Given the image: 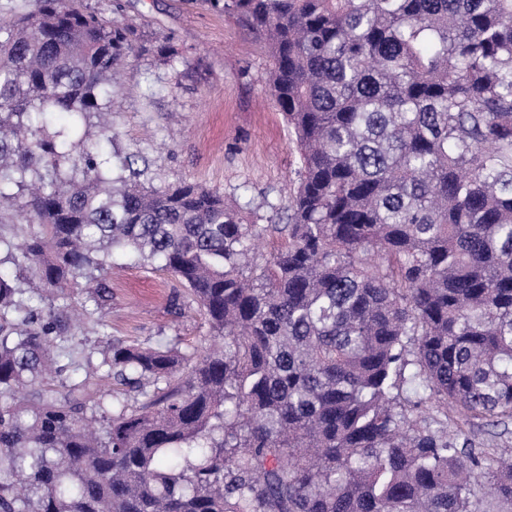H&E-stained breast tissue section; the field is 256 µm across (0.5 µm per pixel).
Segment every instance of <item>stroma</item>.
Listing matches in <instances>:
<instances>
[{
    "mask_svg": "<svg viewBox=\"0 0 512 512\" xmlns=\"http://www.w3.org/2000/svg\"><path fill=\"white\" fill-rule=\"evenodd\" d=\"M124 15L145 53L125 86L115 87L112 120L122 151L149 162L147 182L178 181L216 188L246 202L258 223L276 221L296 187L295 148L269 99L262 43L235 19L203 0H123ZM172 39L182 50L168 66L156 47ZM109 305L89 306L73 293L68 312L72 347L83 352L105 340L153 343L166 339L183 351L205 345L208 326L187 291L172 277L133 258L105 275ZM179 295L181 311L170 307Z\"/></svg>",
    "mask_w": 512,
    "mask_h": 512,
    "instance_id": "1",
    "label": "stroma"
}]
</instances>
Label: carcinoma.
<instances>
[{
  "mask_svg": "<svg viewBox=\"0 0 512 512\" xmlns=\"http://www.w3.org/2000/svg\"><path fill=\"white\" fill-rule=\"evenodd\" d=\"M30 2L0 17V512H512L475 438L512 423V0H207L266 49L284 224L146 185L112 126L137 28ZM125 254L224 344L87 353L137 392L109 408L65 301L107 305Z\"/></svg>",
  "mask_w": 512,
  "mask_h": 512,
  "instance_id": "1",
  "label": "carcinoma"
}]
</instances>
